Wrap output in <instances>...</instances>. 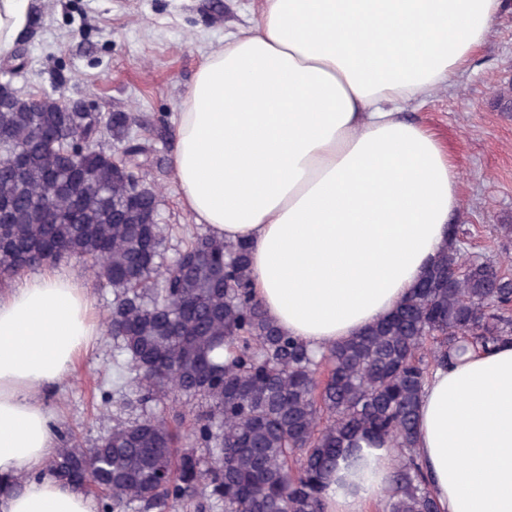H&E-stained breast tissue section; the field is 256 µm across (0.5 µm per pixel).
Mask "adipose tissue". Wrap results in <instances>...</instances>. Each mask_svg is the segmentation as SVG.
I'll use <instances>...</instances> for the list:
<instances>
[{
	"mask_svg": "<svg viewBox=\"0 0 512 512\" xmlns=\"http://www.w3.org/2000/svg\"><path fill=\"white\" fill-rule=\"evenodd\" d=\"M501 0H262L260 20L202 55L173 124L183 208L250 247L254 292L286 335L325 349L386 318L448 243L459 179L406 107L453 84L491 38ZM31 0H0V59ZM100 330L88 288L48 268L0 290V512H96L47 470L44 395ZM331 475L325 512H368L390 485ZM417 455L439 512H512V342L436 367Z\"/></svg>",
	"mask_w": 512,
	"mask_h": 512,
	"instance_id": "adipose-tissue-1",
	"label": "adipose tissue"
}]
</instances>
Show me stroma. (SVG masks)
Wrapping results in <instances>:
<instances>
[{
  "instance_id": "obj_1",
  "label": "stroma",
  "mask_w": 512,
  "mask_h": 512,
  "mask_svg": "<svg viewBox=\"0 0 512 512\" xmlns=\"http://www.w3.org/2000/svg\"><path fill=\"white\" fill-rule=\"evenodd\" d=\"M32 7L26 66L12 88L90 98L102 111L139 117L138 137L157 150L148 181L168 227L167 255L175 257L194 224L173 179L171 117L202 53L254 26L261 0H32ZM408 114L435 132L453 161L462 184L455 222L466 230L469 250L512 253V240L498 232L512 225V0L457 84L416 102ZM128 379L116 366L111 336L101 335L47 400L58 411L60 434L79 433L89 447L111 424L137 417L122 401Z\"/></svg>"
}]
</instances>
